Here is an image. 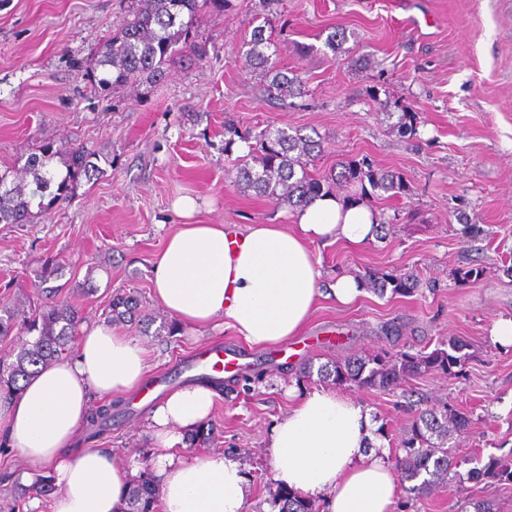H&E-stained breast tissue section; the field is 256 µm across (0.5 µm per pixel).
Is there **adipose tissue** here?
I'll return each instance as SVG.
<instances>
[{
    "mask_svg": "<svg viewBox=\"0 0 512 512\" xmlns=\"http://www.w3.org/2000/svg\"><path fill=\"white\" fill-rule=\"evenodd\" d=\"M291 228L253 224H183L151 266L156 301L179 326H220L258 348L299 336L320 295L317 242L376 239L381 212L336 195L296 210ZM75 356L42 369L0 407L10 447L32 463L22 482L47 466L55 486L50 512H124L143 470L160 489L162 512H248L251 487L233 453L184 454L185 436L206 421L217 392L189 383L159 398L148 417L150 464L114 463L109 451L78 448L90 393L108 399L134 392L149 364L131 336L83 324ZM376 427L359 401L329 389L298 395L267 438L277 486L317 500L321 512H394L398 478Z\"/></svg>",
    "mask_w": 512,
    "mask_h": 512,
    "instance_id": "adipose-tissue-1",
    "label": "adipose tissue"
}]
</instances>
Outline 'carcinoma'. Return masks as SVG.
Listing matches in <instances>:
<instances>
[{
    "label": "carcinoma",
    "mask_w": 512,
    "mask_h": 512,
    "mask_svg": "<svg viewBox=\"0 0 512 512\" xmlns=\"http://www.w3.org/2000/svg\"><path fill=\"white\" fill-rule=\"evenodd\" d=\"M228 0H139L131 19L112 38L99 48L97 65L111 68L112 76L99 78L103 86H120L138 75L151 78L162 74L163 65L177 52H199L191 29V22L200 7L211 4L222 7ZM246 65L259 69L268 80L267 92L278 101L306 95V83L300 74L278 68L273 57L277 55L275 42L256 28L246 41ZM398 128L408 136L418 133V113L403 110ZM229 138L224 141V152H232L235 140L249 143L250 161L236 168L235 183L279 205L300 208L324 192H341L347 202H371L375 198H397L409 191V184L401 173L382 170L367 158H348L341 162V171L323 175L310 173L309 166L323 150L322 142L298 129L268 125L244 133L233 125L225 127ZM64 160L66 173L57 178L51 163L54 158ZM95 155L68 140H48L38 147L26 161L24 174L32 177L34 188L27 190L24 178L7 166L3 173L8 182L0 187V224H27L33 217V200H38L41 212L68 200L79 183L91 181L105 174L94 161ZM61 269L57 259L44 264L40 281L35 288L50 294L31 311L19 314L11 309L0 310V339L15 334L24 339L0 353V402H7L20 390L19 382L29 377L40 365L63 360L75 330L82 321L78 307L60 296L56 288L46 283L58 276ZM483 275L478 265L461 266L454 270V280L474 283ZM364 279L382 295L391 290L394 295L410 296L420 287L419 277L411 271L399 274L368 272ZM112 322H146L140 303L132 293H115L105 307ZM465 344L456 338L440 344L430 352L412 354L379 353L369 358L349 359L343 363L302 367L297 377L309 381L313 376L335 384L349 383L358 388L391 390L397 385L424 374L439 372L456 374L464 365ZM111 404H103L92 413L88 422L91 433H98L112 420ZM473 424L469 413L446 404L440 408L412 409V416L401 435L395 454V469L401 482L409 483L407 492L417 496L448 488L460 481L457 460L448 447L453 436L467 433ZM467 480L488 489L512 484V453L488 457L483 464L467 472ZM52 491L51 479L43 476L29 486L18 484L15 494L21 499L33 496L48 498ZM159 489L150 473L143 472L129 492L126 512H157ZM267 503L275 512H320L317 503L303 500L284 490L270 493Z\"/></svg>",
    "instance_id": "carcinoma-1"
}]
</instances>
